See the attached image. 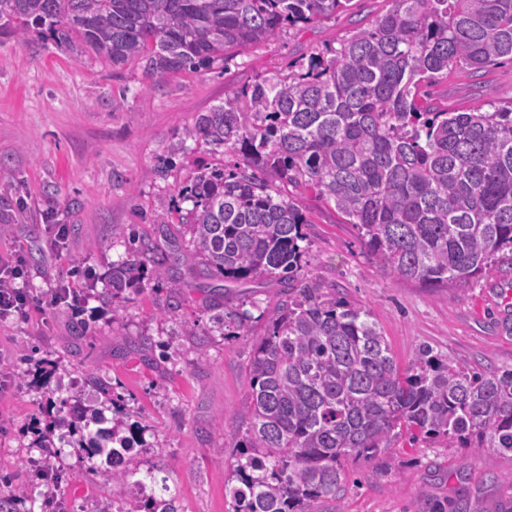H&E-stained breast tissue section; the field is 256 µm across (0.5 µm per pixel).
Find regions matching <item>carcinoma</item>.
<instances>
[{"mask_svg":"<svg viewBox=\"0 0 512 512\" xmlns=\"http://www.w3.org/2000/svg\"><path fill=\"white\" fill-rule=\"evenodd\" d=\"M351 0H0V32L38 31L151 76L210 67L285 27L349 10ZM371 26L280 77H264L198 115L187 137L236 161L205 169L177 196L213 289L265 279L286 288L247 367L245 449L225 485L234 512H310L344 487V462L403 434L512 454V367L479 370L421 345L400 366L362 304L301 274L312 190L361 231L395 281L457 290L512 264V103L450 112L426 88L459 67L512 61V0H385ZM149 246L114 264L112 295ZM247 310L211 321L237 330ZM134 447L122 421L79 447ZM134 491L133 473L100 467Z\"/></svg>","mask_w":512,"mask_h":512,"instance_id":"obj_1","label":"carcinoma"}]
</instances>
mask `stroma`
Instances as JSON below:
<instances>
[{
	"label": "stroma",
	"mask_w": 512,
	"mask_h": 512,
	"mask_svg": "<svg viewBox=\"0 0 512 512\" xmlns=\"http://www.w3.org/2000/svg\"><path fill=\"white\" fill-rule=\"evenodd\" d=\"M382 0H352L348 12L284 28L230 64L165 77L138 62L115 67L93 53L58 48L33 32L0 34V255L25 259V315L0 320V498L16 512H47L42 497L25 496L45 458L65 481L55 498L66 512H112L129 498L126 485L104 479L66 440L79 408L135 427L128 471L146 478V497L173 500L178 512H233L224 482L238 457L235 413L247 399V365L266 315L282 288L258 281L230 289L227 308L248 310L244 336H225L210 319L211 281L193 262L172 279L151 277L112 298V264L125 254L114 226L132 228L152 246L154 262L172 247L190 253L187 203L175 199L202 168L223 167V154L195 142L172 152L200 113L259 77L368 27ZM430 92L449 109L467 112L512 102V63L479 76L450 69ZM299 202L310 222L305 276L341 286L372 312L399 364L422 345L466 365H512V319L482 277L465 289L430 290L392 281L373 261L358 229L316 193ZM53 224L69 227L63 254L47 245ZM68 281L79 307H48L58 280ZM196 333L184 335L185 325ZM178 349L161 361L165 348ZM207 353L198 359L197 350ZM110 381L96 391L90 375ZM223 416V432L212 422ZM345 489L312 512H453L467 495L471 512L512 504V457L445 442L401 437L372 458L345 463Z\"/></svg>",
	"instance_id": "stroma-1"
}]
</instances>
